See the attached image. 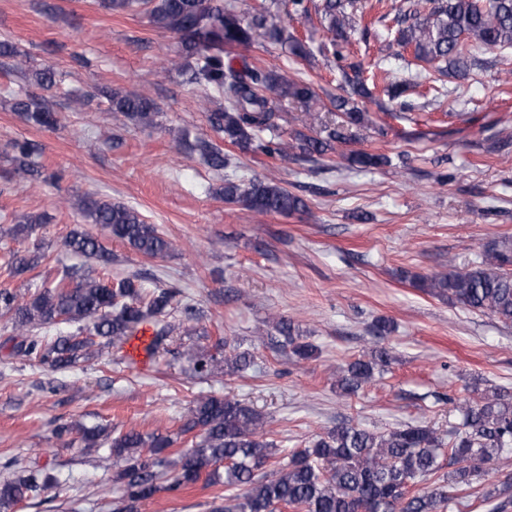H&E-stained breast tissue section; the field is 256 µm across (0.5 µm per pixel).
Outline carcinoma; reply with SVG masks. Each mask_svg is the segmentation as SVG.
<instances>
[{
  "instance_id": "carcinoma-1",
  "label": "carcinoma",
  "mask_w": 512,
  "mask_h": 512,
  "mask_svg": "<svg viewBox=\"0 0 512 512\" xmlns=\"http://www.w3.org/2000/svg\"><path fill=\"white\" fill-rule=\"evenodd\" d=\"M146 2L151 4V23L174 34L181 44L177 56L168 61V69L189 75V81L203 92L200 108L212 129L240 149L260 150L288 161L292 149L288 142L262 138L263 132L280 128L285 100L302 104L310 124L322 125V136L298 138L297 148L308 155L335 151L336 144L346 142L350 128L367 123V114L349 106L343 96L336 97L343 124L325 123L320 113L312 111L317 96L310 84L286 70H267L245 57H230L232 49L246 47L258 36L288 45L295 56L305 54L302 41L284 36L268 9L246 19L224 6V0ZM351 9H355V0H323L321 13L333 38L347 40ZM394 21L398 46L458 78L468 76L480 50L512 48V0H422L398 12ZM351 69L352 77L342 72L350 94L372 96L368 81H376L378 74L373 72L366 79L361 69L354 65ZM12 108L36 127L58 124L52 104L41 96L18 97ZM112 110L141 128L153 126L160 112L155 101L135 92L113 93ZM195 148L213 169H224L221 149L202 138L196 140ZM14 150L13 175L26 180L37 172L34 149L21 142ZM347 160L360 167L390 163L388 156L369 152L352 153ZM222 194L224 200L241 202L259 214L288 216L307 210L301 197L267 180L246 185L226 181ZM79 210L89 223L141 255L164 258L174 249L171 240L126 204L86 196ZM42 223V216L23 215L15 229L31 235ZM66 247L102 267L112 262V254L84 230H71ZM45 258L41 244L36 243L23 254L9 253L7 265L18 276L35 270ZM399 277L425 294L512 324V243L508 241L488 248L482 261L469 269L426 275L401 270ZM179 295L174 286L158 283L148 288L137 276L113 282L93 275L90 269L82 274L68 272L27 296L0 288V316L8 317L12 330L7 338L11 343L8 356L36 359L60 370L94 356L105 346L133 340L146 355L154 356L173 340L175 331L180 329L186 336L196 332L190 325L196 320L190 305L184 308L188 325L166 321ZM145 323L153 324L147 341L138 336ZM274 330L276 335L270 340L291 357L309 360L318 353L291 319L278 318ZM393 330L392 321H375L372 333L378 339L377 347L336 373V387L342 394L358 393L389 369L393 356L383 341ZM252 358L250 351L232 348V354L224 356L225 373L246 369ZM192 364L194 372L205 377L217 369L218 359L200 352L192 357ZM455 408L458 423L446 434L430 425L374 432L350 421L338 423L271 471L266 465L277 455V448L266 438L264 415L228 396L210 395L196 401L174 433H112L99 426L71 423L55 428L54 435L58 439L74 435L69 445L79 452L108 447L115 469L113 481L122 491L112 512H138L139 504L156 494L178 495L202 479L207 485H224V494L215 498L212 512H280L287 507L295 512H445L461 486L487 475L494 461L512 453L511 391L493 389ZM196 430L201 432L198 445L168 452L178 437ZM446 458L455 469L434 479ZM7 466L15 470L0 480V512L37 500L59 485L58 477L46 467H19L15 461Z\"/></svg>"
}]
</instances>
